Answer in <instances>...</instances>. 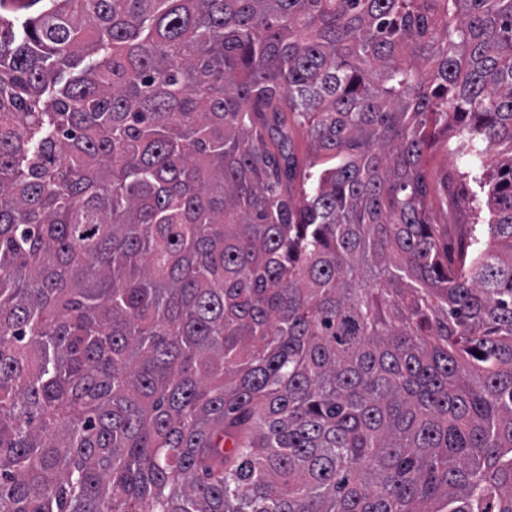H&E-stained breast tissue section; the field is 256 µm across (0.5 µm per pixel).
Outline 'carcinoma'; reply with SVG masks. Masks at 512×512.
<instances>
[{"instance_id":"obj_1","label":"carcinoma","mask_w":512,"mask_h":512,"mask_svg":"<svg viewBox=\"0 0 512 512\" xmlns=\"http://www.w3.org/2000/svg\"><path fill=\"white\" fill-rule=\"evenodd\" d=\"M0 512H512V0H0ZM293 144L300 160H303L307 167L314 165L311 171L321 166V156L311 148L306 129L302 126H295L293 131ZM468 159L466 156L457 155L448 151V133L439 136L433 157L429 165V183L433 190L436 187L438 177L448 169H456L460 172L468 171Z\"/></svg>"}]
</instances>
